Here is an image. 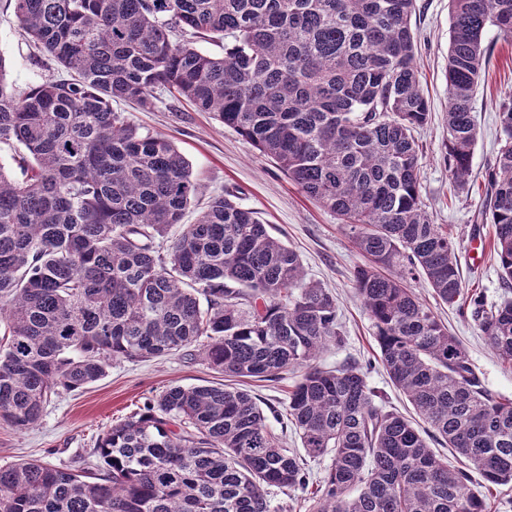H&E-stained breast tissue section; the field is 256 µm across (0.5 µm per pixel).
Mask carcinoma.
I'll return each mask as SVG.
<instances>
[{
    "label": "carcinoma",
    "instance_id": "obj_1",
    "mask_svg": "<svg viewBox=\"0 0 512 512\" xmlns=\"http://www.w3.org/2000/svg\"><path fill=\"white\" fill-rule=\"evenodd\" d=\"M57 73L15 93L0 55V423L39 422L48 398L117 360L199 346L215 371L273 381L298 370L284 412L247 391L171 385L97 440L96 470L0 466V512H288L271 489L308 491L309 512H486L472 473L512 483V398L482 386L461 341L408 280L450 307L465 285L448 225L421 200L412 135L431 110L419 84L416 0H11ZM447 163L468 185L471 101L490 26L512 42V0H449ZM224 41V55L197 40ZM166 93L211 112L337 215L366 258L353 273L380 364L416 417L387 407L358 363L316 364L343 341L336 297L300 256L224 195L161 251L199 194L190 164L124 112ZM485 218L512 285V98ZM472 316L512 366V300ZM282 418L275 432L267 414ZM298 436L305 455L288 447ZM435 441L457 460L431 448Z\"/></svg>",
    "mask_w": 512,
    "mask_h": 512
}]
</instances>
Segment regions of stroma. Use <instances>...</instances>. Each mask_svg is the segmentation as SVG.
I'll return each instance as SVG.
<instances>
[{"mask_svg": "<svg viewBox=\"0 0 512 512\" xmlns=\"http://www.w3.org/2000/svg\"><path fill=\"white\" fill-rule=\"evenodd\" d=\"M418 5L420 11L412 19L418 33L416 62L420 84L432 112L431 122L416 133L422 148V198L435 223L447 225L456 241V256L466 291L480 293L486 305L493 306L504 298H512V288L504 287L491 253H484L477 261L472 259L470 242L475 238L489 240L492 234L491 225L481 221L485 175L500 147L495 105L512 97V47L498 40L495 29H487L484 43L490 55L486 75L472 100L479 134L468 186L457 189L445 162L448 0H418ZM0 55L7 63L9 84L19 91L57 69L53 61L29 47L7 0H0ZM117 108L144 130L166 136L189 161L201 190L186 211L185 223L195 222L210 196L225 195L255 211L274 236L299 253L308 279L332 291L344 342L341 347L324 352L319 365L333 369L353 361L367 364L368 381L384 393L388 406L412 415V407L391 384L378 362L379 349L370 321L353 288V271L362 258L337 216L307 198L271 158L210 113L196 111L166 95L150 111L122 102ZM412 286L421 301L431 305L462 341L483 384L495 393L512 398V367L501 363L492 353L470 313L437 302L425 280L413 281ZM223 380V375L206 364L195 346L149 361L114 362L100 381L52 397L33 427L20 431L0 425V466L31 459L59 468L92 466L97 438L166 387L215 385Z\"/></svg>", "mask_w": 512, "mask_h": 512, "instance_id": "1", "label": "stroma"}]
</instances>
